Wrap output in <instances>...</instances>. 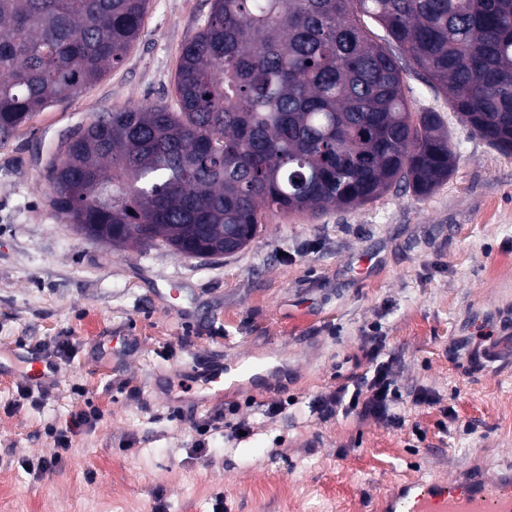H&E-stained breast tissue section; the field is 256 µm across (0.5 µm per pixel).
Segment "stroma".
I'll use <instances>...</instances> for the list:
<instances>
[{"label":"stroma","instance_id":"35a3bbf8","mask_svg":"<svg viewBox=\"0 0 512 512\" xmlns=\"http://www.w3.org/2000/svg\"><path fill=\"white\" fill-rule=\"evenodd\" d=\"M211 4L150 0L122 65L0 145V512H381L402 479L512 461V154L464 128L417 66L409 107L439 113L458 155L429 196L268 210L247 247L211 260L92 242L50 207L44 166L72 132L115 106L176 108L182 44ZM376 326L403 425L316 413L365 370ZM488 337L498 356L483 361ZM64 338L59 376L25 397L18 356ZM237 367L238 385L198 405L205 377ZM422 391L433 405L415 404ZM90 406L100 420L56 470H29ZM241 420L250 434L232 436Z\"/></svg>","mask_w":512,"mask_h":512}]
</instances>
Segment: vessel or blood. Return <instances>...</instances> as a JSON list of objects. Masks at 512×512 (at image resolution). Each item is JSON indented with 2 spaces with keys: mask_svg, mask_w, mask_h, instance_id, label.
<instances>
[{
  "mask_svg": "<svg viewBox=\"0 0 512 512\" xmlns=\"http://www.w3.org/2000/svg\"><path fill=\"white\" fill-rule=\"evenodd\" d=\"M29 382L41 384L57 371L54 363L23 357ZM388 512H512V471L487 476L466 470L450 480L399 483L387 497Z\"/></svg>",
  "mask_w": 512,
  "mask_h": 512,
  "instance_id": "vessel-or-blood-1",
  "label": "vessel or blood"
}]
</instances>
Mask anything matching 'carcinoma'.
Returning a JSON list of instances; mask_svg holds the SVG:
<instances>
[{"mask_svg": "<svg viewBox=\"0 0 512 512\" xmlns=\"http://www.w3.org/2000/svg\"><path fill=\"white\" fill-rule=\"evenodd\" d=\"M148 5L0 0V145L121 65ZM402 55L512 153V0H212L182 47L179 111L96 116L47 161L51 205L92 241L191 258L246 247L267 209L426 196L457 159L441 116L410 111Z\"/></svg>", "mask_w": 512, "mask_h": 512, "instance_id": "cac0c4a2", "label": "carcinoma"}]
</instances>
